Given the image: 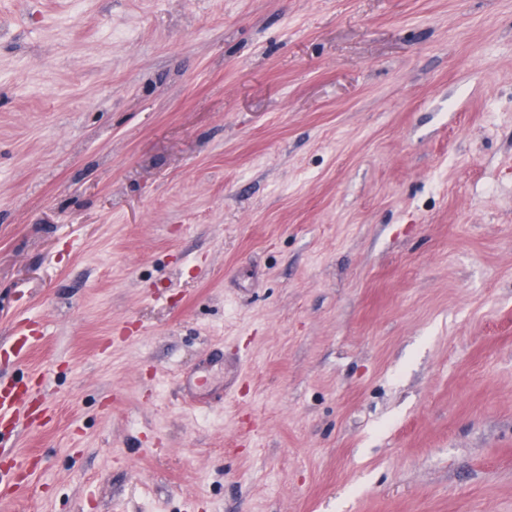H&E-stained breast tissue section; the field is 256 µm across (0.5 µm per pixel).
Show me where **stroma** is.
<instances>
[{"label":"stroma","instance_id":"stroma-1","mask_svg":"<svg viewBox=\"0 0 512 512\" xmlns=\"http://www.w3.org/2000/svg\"><path fill=\"white\" fill-rule=\"evenodd\" d=\"M28 381L0 512H512V0H0Z\"/></svg>","mask_w":512,"mask_h":512}]
</instances>
